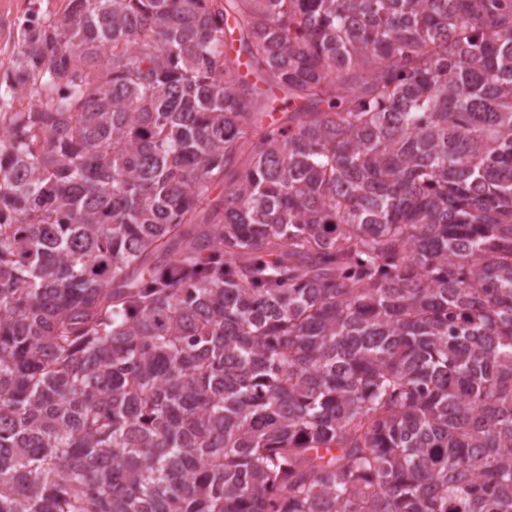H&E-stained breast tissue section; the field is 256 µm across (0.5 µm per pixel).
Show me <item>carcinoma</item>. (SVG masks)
Segmentation results:
<instances>
[{
    "instance_id": "obj_1",
    "label": "carcinoma",
    "mask_w": 512,
    "mask_h": 512,
    "mask_svg": "<svg viewBox=\"0 0 512 512\" xmlns=\"http://www.w3.org/2000/svg\"><path fill=\"white\" fill-rule=\"evenodd\" d=\"M7 87L0 512H512V0H69Z\"/></svg>"
}]
</instances>
